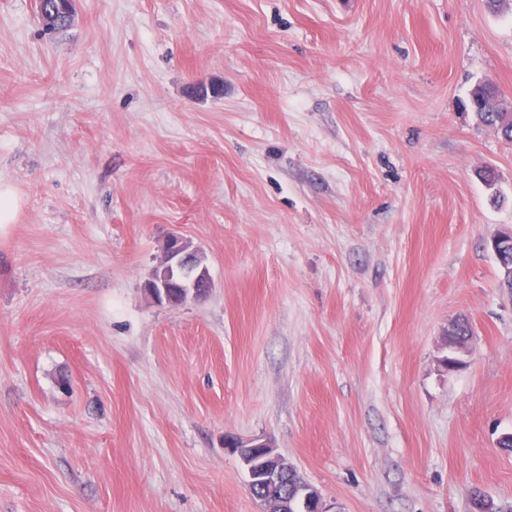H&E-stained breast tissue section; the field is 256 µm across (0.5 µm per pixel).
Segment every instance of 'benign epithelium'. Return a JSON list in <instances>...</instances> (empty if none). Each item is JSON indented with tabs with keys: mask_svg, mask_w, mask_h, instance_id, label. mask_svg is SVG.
Masks as SVG:
<instances>
[{
	"mask_svg": "<svg viewBox=\"0 0 512 512\" xmlns=\"http://www.w3.org/2000/svg\"><path fill=\"white\" fill-rule=\"evenodd\" d=\"M201 252L192 242L177 234L170 235L164 244L159 264L145 282L144 289L158 304L179 307L188 302L204 299V292L212 288L209 270L201 264ZM468 336H448V348L453 356L444 358V365L454 369L463 364L462 357L469 354ZM238 456L247 475L248 487L273 489L279 485L280 476L294 472L295 468L265 439H234L224 443ZM263 506L262 512H288V499L271 500L256 494Z\"/></svg>",
	"mask_w": 512,
	"mask_h": 512,
	"instance_id": "obj_1",
	"label": "benign epithelium"
}]
</instances>
